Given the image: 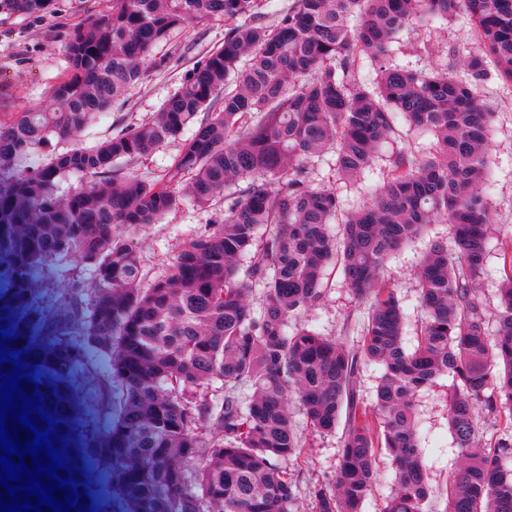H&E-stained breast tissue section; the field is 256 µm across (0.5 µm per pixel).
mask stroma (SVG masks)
<instances>
[{"label":"stroma","mask_w":512,"mask_h":512,"mask_svg":"<svg viewBox=\"0 0 512 512\" xmlns=\"http://www.w3.org/2000/svg\"><path fill=\"white\" fill-rule=\"evenodd\" d=\"M111 0H51L46 13L19 16L0 9V116L22 112L51 103V89L68 67L65 49L69 30L109 9ZM227 27L222 18L205 19L175 29L158 43L153 58L163 60L162 68L150 70L148 77L129 86L110 108L97 116L80 137L68 141L49 139L23 160V168L43 163L53 154L76 147H90L116 133L151 120L163 102L173 94L196 63L224 44ZM474 33L463 16L447 22H423L405 31L391 46L396 63L419 72H427L463 59L476 51ZM484 96L495 111L490 153V182L487 189L491 206V239L487 258V275L479 294L487 311L498 303L502 265L499 245L512 239V85L492 82ZM186 143L185 137L161 143L146 159L123 164V171L139 178L159 179L171 166ZM404 119H397L396 130L387 147L379 150L375 163L363 177L350 181L337 179L329 159L309 162L313 184H333L346 209H355L370 192L382 183L392 166L396 152L420 155L428 147ZM224 218L223 203L199 208L183 202L169 212L160 223L129 234L128 239L140 252L148 279L169 273L182 246L198 236L212 232ZM448 227L431 225L427 239H418L403 246L389 260L386 275L398 290L407 316L406 345L415 342L420 317L415 266L428 240L444 239ZM48 300L65 298L84 306L94 298L88 270L74 259L63 257L45 272ZM328 288L319 306L306 312V320L323 335L358 347L363 340L367 305L348 288L340 273H332ZM454 379L442 376L422 389L417 397V412L422 446L430 468L431 482L443 488L455 474L457 451L448 429L446 396ZM293 424L305 448L300 458L288 461L287 468L298 477V512H311L313 486H329L336 479L339 458V434H317L301 411H294Z\"/></svg>","instance_id":"stroma-1"}]
</instances>
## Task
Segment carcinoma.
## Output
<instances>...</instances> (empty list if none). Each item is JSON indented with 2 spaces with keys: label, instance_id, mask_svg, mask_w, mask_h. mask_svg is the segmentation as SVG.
I'll use <instances>...</instances> for the list:
<instances>
[{
  "label": "carcinoma",
  "instance_id": "carcinoma-1",
  "mask_svg": "<svg viewBox=\"0 0 512 512\" xmlns=\"http://www.w3.org/2000/svg\"><path fill=\"white\" fill-rule=\"evenodd\" d=\"M1 7L47 11L41 0ZM259 9L258 0H112L69 31L52 105L0 118V302L14 300L0 320L26 328L24 349L58 359L34 366L37 379L62 387L65 398H53L71 413L61 419L74 433L68 444L82 477L91 463L111 479L112 512H297L296 477L282 466L303 450L294 403L315 431L342 429L336 479L312 489V512H363L383 451L393 486L381 512H433L415 398L448 374L460 468L442 512H512V433L487 443L477 417L512 416V242L493 321L478 295L494 120L480 90L494 77L512 83V0H291L274 26ZM452 13L479 41L465 78L391 60L408 24ZM212 17L231 23L224 46L153 120L18 168L49 138L76 137L162 66L151 53L172 30ZM366 59L377 72L369 82L358 77ZM399 115L430 134L432 147L399 154L362 206L346 212L335 188L310 184L308 160L327 153L340 180L371 169ZM187 130L161 179L121 171ZM70 173L85 181L61 197ZM220 196L224 221L142 287L126 233L159 223L184 198L209 207ZM430 224L448 225L454 248L434 240L416 265L422 321L409 349L402 300L385 272ZM66 256L92 272L85 309L43 301L45 269ZM332 265L368 303L357 348L307 326L288 331L322 300ZM93 354L109 362L107 424L79 427ZM367 364L381 367L370 406L357 389Z\"/></svg>",
  "mask_w": 512,
  "mask_h": 512
}]
</instances>
